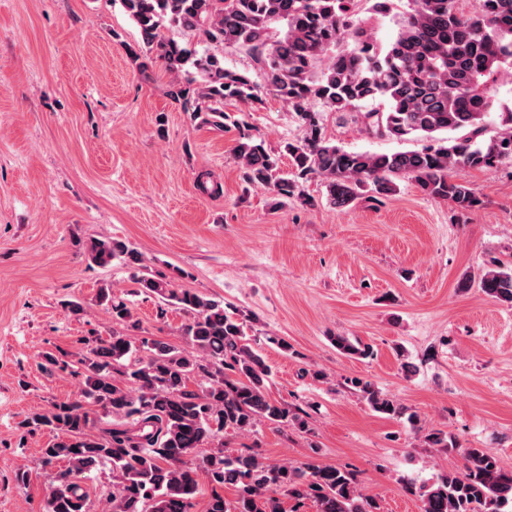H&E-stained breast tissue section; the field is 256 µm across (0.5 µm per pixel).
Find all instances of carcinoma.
Segmentation results:
<instances>
[{
    "instance_id": "1",
    "label": "carcinoma",
    "mask_w": 512,
    "mask_h": 512,
    "mask_svg": "<svg viewBox=\"0 0 512 512\" xmlns=\"http://www.w3.org/2000/svg\"><path fill=\"white\" fill-rule=\"evenodd\" d=\"M382 15L390 0H120L139 30L140 43L128 48L144 69L161 62L173 74L168 95L192 103L194 117L224 126V100H259L258 87L244 74L224 67V56L198 52L166 35L179 30L214 47L248 52L264 71L266 86L309 127L308 138L289 143L293 176H275L276 162L262 144L243 135L233 157L246 181L267 187L286 202H309L299 180L321 179L326 201L347 208L362 201L379 203L396 194L398 180L409 179L425 195L451 202L461 213L475 210L480 198L454 169L489 170L512 159V109L501 108L496 87L512 83V0H478L464 11L459 0H408L398 30L385 45L371 30L351 22L359 3ZM283 24L277 30L273 24ZM330 111L357 113L365 131L381 137L434 140L445 131L464 134L447 144L394 154L347 151L321 136L313 102ZM495 134L487 136L489 124ZM86 258L97 266L112 260L138 264L139 254L124 242L94 238ZM143 288L175 302L190 315L184 334L193 352L161 340L138 339L120 331L84 340L79 398L53 405L48 415L32 417L36 427L57 431L42 449L44 465L66 463L49 485L45 512H91L83 480L94 469L112 466L108 512H193L205 471L212 486L205 512H281L279 495L316 512H380L359 490L354 473L311 463L299 466L263 462L251 453L224 454L227 429L245 432L267 421L308 429L299 408L269 396V368L244 325L224 302L171 281L143 278ZM487 296L512 304V265L497 263L465 278ZM112 319L127 323L131 314L100 289ZM343 355L369 357L371 347L348 336L331 337ZM123 376L118 382L115 374ZM196 388H191L190 384ZM349 384L373 411L406 419L419 417L393 396L363 378ZM95 404L129 420L94 434L85 405ZM210 445L202 456L198 450ZM460 473L440 476L420 488L421 512H512V471L504 470L490 448L462 449ZM236 488L228 504L219 490Z\"/></svg>"
}]
</instances>
